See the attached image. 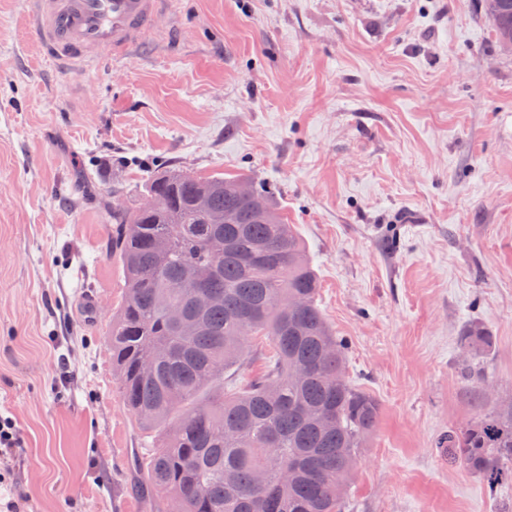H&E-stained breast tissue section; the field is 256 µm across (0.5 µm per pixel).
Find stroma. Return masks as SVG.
Returning <instances> with one entry per match:
<instances>
[{
  "label": "stroma",
  "instance_id": "stroma-1",
  "mask_svg": "<svg viewBox=\"0 0 512 512\" xmlns=\"http://www.w3.org/2000/svg\"><path fill=\"white\" fill-rule=\"evenodd\" d=\"M165 166L275 188L346 375L381 404L347 512H512L511 483L435 448L512 408V51L482 0H173L132 59L79 73L0 0V415L21 440L1 505L149 512L102 215Z\"/></svg>",
  "mask_w": 512,
  "mask_h": 512
}]
</instances>
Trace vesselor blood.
<instances>
[{
  "instance_id": "obj_1",
  "label": "vessel or blood",
  "mask_w": 512,
  "mask_h": 512,
  "mask_svg": "<svg viewBox=\"0 0 512 512\" xmlns=\"http://www.w3.org/2000/svg\"><path fill=\"white\" fill-rule=\"evenodd\" d=\"M33 39L54 62L79 71L107 53L125 58L145 42L169 0H27Z\"/></svg>"
}]
</instances>
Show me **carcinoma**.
Here are the masks:
<instances>
[{
  "mask_svg": "<svg viewBox=\"0 0 512 512\" xmlns=\"http://www.w3.org/2000/svg\"><path fill=\"white\" fill-rule=\"evenodd\" d=\"M486 2L495 32L512 28V0ZM235 183L166 167L146 183V202L106 217L107 250L126 281L112 367L136 420L155 433L132 459L135 487L151 502L163 490L151 512H343L336 480L350 479L351 459L337 451L358 456L380 404L345 375V343L316 303L317 275L275 192L257 184L242 197ZM191 270L199 287H169ZM206 295L222 303L200 302ZM172 307L186 328L171 324ZM257 336L270 347L262 374L225 383ZM491 343L477 328L463 337L471 352ZM436 447L490 491L512 484V411L450 430Z\"/></svg>",
  "mask_w": 512,
  "mask_h": 512,
  "instance_id": "carcinoma-1",
  "label": "carcinoma"
}]
</instances>
